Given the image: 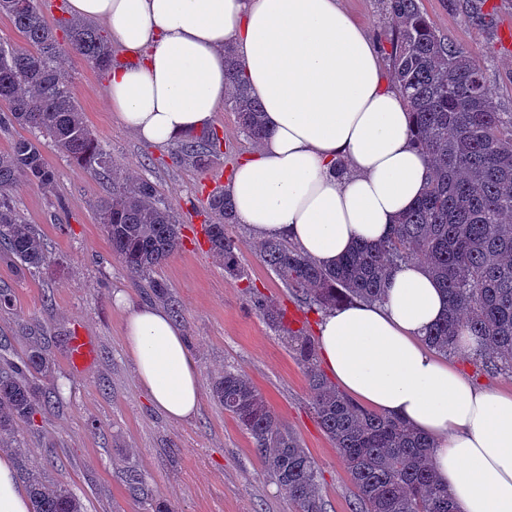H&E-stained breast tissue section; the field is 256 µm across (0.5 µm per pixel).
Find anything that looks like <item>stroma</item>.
<instances>
[{
	"mask_svg": "<svg viewBox=\"0 0 512 512\" xmlns=\"http://www.w3.org/2000/svg\"><path fill=\"white\" fill-rule=\"evenodd\" d=\"M430 20L472 50L497 102L512 110V0H422ZM84 120L106 147L115 173L145 176L184 226L183 245L159 271L171 287L166 310L175 312L193 349L202 401L197 415L174 424L154 410L140 391L123 347V314L113 293L125 291L149 303L143 281L132 278L112 254L96 206L109 184L46 150L57 170L54 194L24 184L13 193L21 216L40 230L49 262L28 278L0 262V288L11 289L12 309L0 310V357L19 360L34 345L52 361L44 388L60 391L58 408L22 427L14 452L18 473H33L47 485L76 494L85 512H145L128 494L123 472L147 475L171 512H295L264 472L249 436L212 395V380L230 367L243 371L268 405L307 448L319 473L325 512H352L355 488L328 436L319 427L307 379L287 339L258 315L250 290L285 308L294 327L315 334L320 315L298 308L287 288L260 257L246 225L232 235L243 281L228 277L208 251L199 228L212 184H227L235 164L253 145L236 116L220 109L213 125L224 133V154L199 173L173 164L171 149L137 138L112 112L105 75L79 58L66 61ZM80 330L94 344V358L75 368L69 338Z\"/></svg>",
	"mask_w": 512,
	"mask_h": 512,
	"instance_id": "1",
	"label": "stroma"
}]
</instances>
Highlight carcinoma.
Segmentation results:
<instances>
[{"label": "carcinoma", "mask_w": 512, "mask_h": 512, "mask_svg": "<svg viewBox=\"0 0 512 512\" xmlns=\"http://www.w3.org/2000/svg\"><path fill=\"white\" fill-rule=\"evenodd\" d=\"M388 20L387 61L392 79L414 116L415 137L429 158L430 184L422 200L377 244L359 243L336 265L326 267L279 239L260 244V253L296 300L327 310L354 301L381 299L385 281L402 263L420 260L448 296V315L427 341L444 356L459 353L462 330L481 339L479 360L486 372L512 373V112L502 111L485 73L466 46L430 21L421 0H380ZM21 42L0 39V129L27 128L0 152V260L33 275L48 262L37 227L22 219L13 189L27 181L55 191L58 173L46 161L59 150L85 173L112 181L97 205L98 222L125 270L147 283L150 296L166 302L170 285L157 271L182 244L181 225L143 176L112 178V160L90 133L73 91L59 67L76 56L99 71L116 65L112 45L92 22L61 16L49 19L38 0H0ZM224 80L232 92L224 107L237 116L241 133L254 144L265 135L264 113L249 91L241 65L227 50ZM215 129L186 135L173 153L177 166L210 168L223 154ZM209 249L229 276L248 277L229 234L233 206L224 192L208 201ZM252 305L269 326L288 336L304 369L318 424L332 441L356 489L353 512H454L430 461L431 441L400 420L355 405L316 367V345L284 325L283 315L258 295ZM51 360L34 347L26 360L0 368V447L17 441L24 424L50 407L35 382ZM214 399L232 415L255 446L264 471L297 512H324L317 471L299 438L278 421L250 378L226 368L212 382ZM31 512H84L69 489L27 476ZM128 490L168 512L154 498L147 477L126 473Z\"/></svg>", "instance_id": "cac0c4a2"}]
</instances>
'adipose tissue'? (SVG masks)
<instances>
[{"instance_id": "ef3b65f1", "label": "adipose tissue", "mask_w": 512, "mask_h": 512, "mask_svg": "<svg viewBox=\"0 0 512 512\" xmlns=\"http://www.w3.org/2000/svg\"><path fill=\"white\" fill-rule=\"evenodd\" d=\"M103 22L124 56L105 95L124 127L167 147L212 124L232 48L267 135L226 185L256 240L284 239L323 265L388 236L427 188L414 119L375 37L343 0H67ZM139 388L174 423L201 402L194 353L163 309L114 294ZM448 299L422 265L401 264L377 303L328 311L318 358L358 405L428 436L455 512H512V392L473 384L428 346Z\"/></svg>"}]
</instances>
